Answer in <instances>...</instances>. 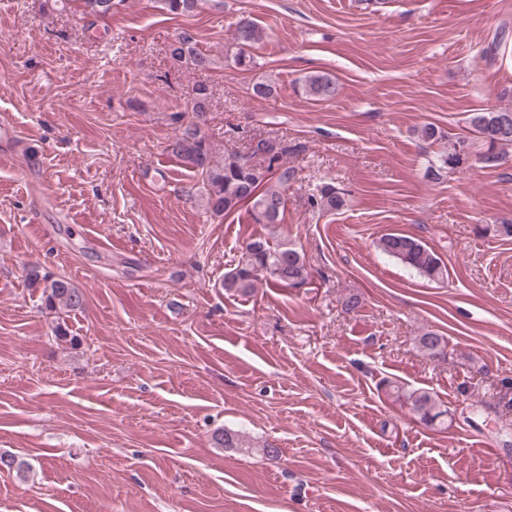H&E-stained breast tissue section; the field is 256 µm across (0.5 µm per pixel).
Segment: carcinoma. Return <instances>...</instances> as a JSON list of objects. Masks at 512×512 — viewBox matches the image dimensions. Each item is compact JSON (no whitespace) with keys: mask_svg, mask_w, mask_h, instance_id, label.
I'll return each instance as SVG.
<instances>
[{"mask_svg":"<svg viewBox=\"0 0 512 512\" xmlns=\"http://www.w3.org/2000/svg\"><path fill=\"white\" fill-rule=\"evenodd\" d=\"M83 14L93 20L112 15L124 0H80ZM160 9L170 15L186 16L195 13L207 0H157ZM264 32L252 20L242 18L236 23L234 40L237 51L233 63L243 69L251 67L254 57L250 49L261 43ZM171 57L198 71H210L218 65V58L200 49L193 35L184 31L170 45ZM303 90L316 101L331 100L336 96V80L327 73L315 72L305 77ZM210 91L208 85L199 83L193 88L190 113L176 115L180 122L177 134L168 145V151L185 168L204 177V191L200 195L206 211L221 217L236 212L244 205L250 206L249 216L255 224H279L285 212V195L282 188L288 185L293 171L281 163L278 155H271L265 166L252 163L247 155L237 151L216 154L206 135L208 126ZM473 131L486 145L483 162L497 164L503 150L512 146V108L491 107L473 113L469 118ZM466 159V143L459 140L453 150L438 154L442 166L453 168ZM314 204L323 211H336L345 205L340 192L330 184L319 190ZM378 247L388 256L417 271L429 280L444 277L445 267L437 254L421 241L398 233H387L378 241ZM271 280L290 288L308 284L309 273L304 258L292 244L282 242L272 245L265 238H253L244 246V256L224 275L222 287L242 294H249L261 280ZM29 287L41 290L45 310L58 315L52 328L54 336L65 338L68 329L61 311H75L84 307L85 296L81 289L62 278L42 275L37 270L28 275ZM419 347L433 357L444 354L446 340L428 331L418 337ZM395 394L405 398L422 421L435 425L442 422L448 410L425 390L407 392L404 387L392 386ZM0 469L14 471L27 477V465L11 454H0Z\"/></svg>","mask_w":512,"mask_h":512,"instance_id":"carcinoma-1","label":"carcinoma"}]
</instances>
